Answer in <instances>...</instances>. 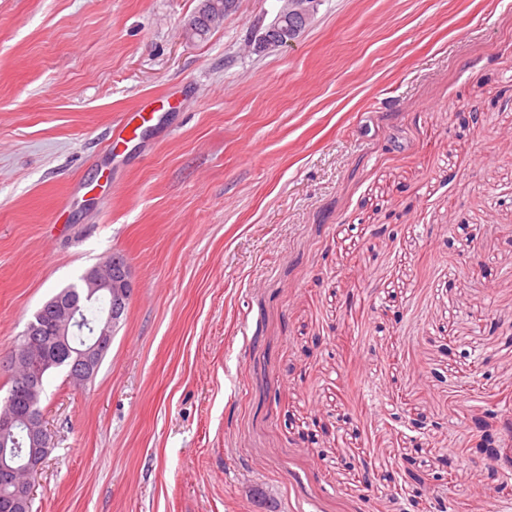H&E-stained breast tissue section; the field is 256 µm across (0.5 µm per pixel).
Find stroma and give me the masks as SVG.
<instances>
[{
    "label": "stroma",
    "mask_w": 512,
    "mask_h": 512,
    "mask_svg": "<svg viewBox=\"0 0 512 512\" xmlns=\"http://www.w3.org/2000/svg\"><path fill=\"white\" fill-rule=\"evenodd\" d=\"M200 4L0 0V400L46 300L134 282L47 382L35 512H512V0H321L254 51L279 0ZM196 14L188 22L192 37H204L211 29L224 21V17L234 10L235 0H202ZM186 28V29H187ZM308 0H283V4L280 7V11L278 13V17L274 19V21L268 26L270 27L272 24L275 23L274 28L277 29V24L281 22L282 18L280 17L281 14L288 13V16L290 15L294 21H296V24L288 25V27L283 26L282 29L278 30V35L276 39H264L265 38V32L261 37L260 44H263L262 47H281V46H288L289 44L293 43L300 34L306 29L308 26V23L312 19V11L309 10V5L307 4ZM267 27V28H268ZM266 28V30H267ZM82 282H84L85 288H82ZM87 290L89 293L98 294L101 306L98 321L93 327L90 339L81 350L73 349L78 354L77 362L80 363L79 370L73 376L79 381L85 379L87 374L91 373L93 367L99 362L98 371L105 356L101 360L100 358L110 348L112 337L115 335L121 317L134 291L130 268L127 262L118 254L112 255L109 259L107 270L103 271L99 266L92 267L84 275V281L81 276L79 283L69 284L46 301L35 312L33 319L28 323L18 350L27 338L25 336L26 332L35 329L39 324L42 326L44 323L53 320L54 311L49 301L55 296H66V298L82 310L81 312L90 322L92 318L91 312L97 309V300L92 301L93 299H88ZM92 304H95V307L93 309L88 308ZM56 309L59 320H53L49 336H53L55 344L59 348H70V336H74V342L79 346L81 336H75L76 325L82 324L79 310L60 301L57 302Z\"/></svg>",
    "instance_id": "35a3bbf8"
}]
</instances>
